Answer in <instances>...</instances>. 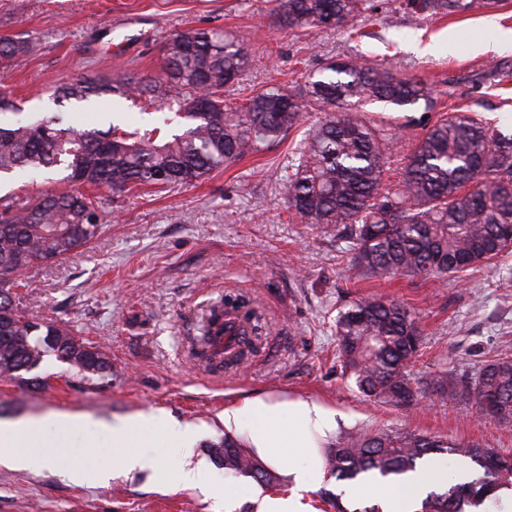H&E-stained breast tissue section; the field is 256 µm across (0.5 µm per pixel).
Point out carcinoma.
Masks as SVG:
<instances>
[{"instance_id": "obj_1", "label": "carcinoma", "mask_w": 512, "mask_h": 512, "mask_svg": "<svg viewBox=\"0 0 512 512\" xmlns=\"http://www.w3.org/2000/svg\"><path fill=\"white\" fill-rule=\"evenodd\" d=\"M279 26L288 30H350L369 10L367 0H276ZM491 0H411L423 18L465 14ZM246 38L189 28L165 45V65L149 78L76 77L54 100L140 101L157 122L121 127L118 111L75 129L61 112L29 117L0 93V177L18 171L59 174L61 188L20 205L0 206V378H17L48 353L83 374L112 376L106 353L19 306L20 273L64 260L92 243L104 214L96 191L124 194L143 186L189 185L279 144L318 114L297 158L280 177L288 210L324 234L347 243L350 268L371 279L421 276L444 282L512 251V135L477 114L432 116L437 101L427 83L359 58L331 59L302 83L262 87L238 102L224 98L248 62ZM27 32L0 36V68L23 65ZM375 101L394 111L424 104L422 116L378 118L356 110ZM421 128L402 158L401 179H386L394 148ZM337 357L364 396L409 407L419 402L409 366L419 352V316L376 294L338 311ZM56 337L57 345L46 342ZM452 391L482 412L512 418V357L487 362ZM224 471L268 486L276 475L231 436L217 447ZM448 454L475 464L468 480L427 494L421 512H466L497 507L512 489V455L489 448L393 429H357L328 450L329 477L359 484L396 479L424 469L428 457Z\"/></svg>"}]
</instances>
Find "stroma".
<instances>
[{
    "mask_svg": "<svg viewBox=\"0 0 512 512\" xmlns=\"http://www.w3.org/2000/svg\"><path fill=\"white\" fill-rule=\"evenodd\" d=\"M407 0H370L363 36L336 29H281L275 0H0V36L27 31L26 63L1 85L42 106L47 92L77 75L114 73L148 78L164 65V45L192 28H217L247 39L248 63L226 88L230 99L252 89L291 84L327 59L352 55L427 81L437 109H469L512 129V49L490 47L512 29V0L476 12L415 20ZM435 52H426L428 44ZM280 145L193 186L121 196L100 190L107 217L83 252L24 271L21 291L29 317L53 320L107 353L112 377L87 380L55 356L26 380L0 378V421H30L45 447L17 436L27 468L0 466V512H258L257 498L284 496L291 481L275 466L280 486L254 485L256 500L225 504L227 481L213 450L223 439L225 407L253 397H311L339 410L348 428H392L500 452L512 451V423L482 414L454 393L428 390L424 403L404 408L366 401L336 358L335 318L359 294L398 300L421 317L422 343L410 374L475 376L488 360L512 356V253L465 279L438 282L399 277L387 282L347 273L345 244L292 217L279 176L302 140ZM232 296L260 311L266 336L240 369L209 373L186 350L209 306ZM83 415L62 427L61 413ZM154 416L134 430L132 452L165 466L182 457L209 470L203 493L163 483L158 473L116 472L118 450L106 421ZM186 428L180 447L168 426ZM61 463L49 462V455ZM69 468H111L108 483L69 479Z\"/></svg>",
    "mask_w": 512,
    "mask_h": 512,
    "instance_id": "1",
    "label": "stroma"
}]
</instances>
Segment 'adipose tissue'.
I'll use <instances>...</instances> for the list:
<instances>
[{
	"label": "adipose tissue",
	"instance_id": "ef3b65f1",
	"mask_svg": "<svg viewBox=\"0 0 512 512\" xmlns=\"http://www.w3.org/2000/svg\"><path fill=\"white\" fill-rule=\"evenodd\" d=\"M145 414L131 415L112 421L109 428L112 441L122 448L119 466L123 473L153 468L154 463L141 455L125 452L130 431L148 424ZM343 423L341 413L312 399L273 402L254 398L225 409L224 427L233 431L248 429L251 443L258 454L273 464H287L292 480L291 492L285 497H264L259 512H310L308 492L326 481V470L318 453L320 442L339 432ZM291 448L295 461L284 462L280 449ZM425 482L424 476H414L407 482H364L362 491L379 500L384 512H413L418 500L416 491Z\"/></svg>",
	"mask_w": 512,
	"mask_h": 512
}]
</instances>
